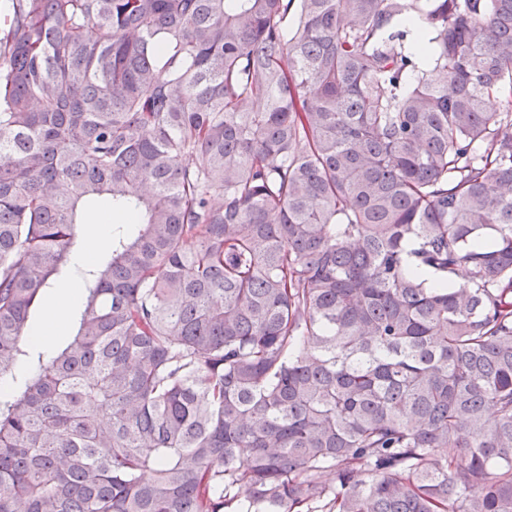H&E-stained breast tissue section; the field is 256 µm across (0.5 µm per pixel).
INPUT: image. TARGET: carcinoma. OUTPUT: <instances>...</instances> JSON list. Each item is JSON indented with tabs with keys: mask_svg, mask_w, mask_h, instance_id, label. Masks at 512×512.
Masks as SVG:
<instances>
[{
	"mask_svg": "<svg viewBox=\"0 0 512 512\" xmlns=\"http://www.w3.org/2000/svg\"><path fill=\"white\" fill-rule=\"evenodd\" d=\"M506 85L512 0H13L0 512H512ZM82 231L89 240L90 245L84 251L80 250L76 253V261L83 268L91 265L95 259V246L112 232V224L105 223L101 217L92 216L85 221ZM82 233L79 238V248L86 246L88 243ZM64 278V279H63ZM62 279L55 283L57 280ZM72 282L76 288H81V293L79 300L75 304L76 307H80L82 301V293H83V285L80 279L73 275L72 273L64 270L53 283L58 284L54 288L56 289L50 296V300L48 302L47 307V321H46V329L43 334V344L44 347L50 351L52 346V336L56 331H61L65 328L69 321L70 311H71V296H72V286L68 282ZM74 321L72 320L71 327L68 332L65 333V330L59 332L60 335L56 339V346L63 344L68 338L69 334L72 331Z\"/></svg>",
	"mask_w": 512,
	"mask_h": 512,
	"instance_id": "cac0c4a2",
	"label": "carcinoma"
}]
</instances>
